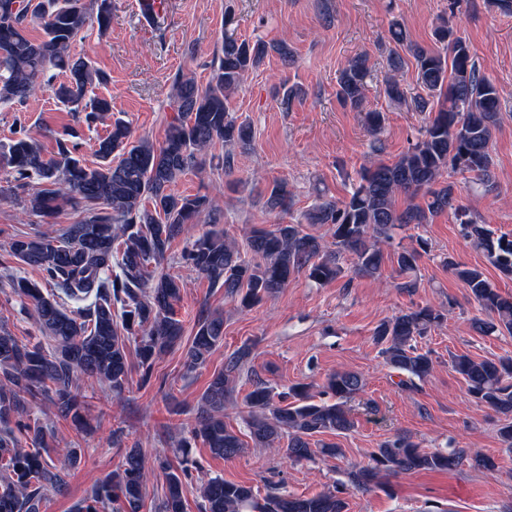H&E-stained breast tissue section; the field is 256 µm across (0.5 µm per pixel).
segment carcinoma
I'll return each mask as SVG.
<instances>
[{
    "mask_svg": "<svg viewBox=\"0 0 512 512\" xmlns=\"http://www.w3.org/2000/svg\"><path fill=\"white\" fill-rule=\"evenodd\" d=\"M112 0H0V106L24 108L29 100L49 90L58 103L90 126L112 111L106 98L87 95L89 87L107 81L106 74L71 46L91 24L100 37L108 33ZM224 20V36L212 59L206 84L192 75H177L171 85L176 115L167 124L165 139L155 145L134 137L128 122L117 119L98 139L97 162L82 158L83 144L71 129L56 139V155H46L41 141L21 126L8 143L0 145V197L21 201L23 213L40 217L57 214L65 205L83 209L84 217L58 235L20 233L8 243V253L19 264L42 274L50 289L24 276L12 275L7 286L34 319L39 335L26 342L0 328V512H42L50 492L61 491L66 474L51 457L55 430L32 416L31 408L50 402L58 418L81 429L86 409L80 399V381L92 378L108 386L115 397L136 369L143 382L151 380L157 359L178 343L183 322L178 318L182 283L169 273H156L171 244L179 238L186 246L178 258L182 267L196 272L224 296L249 309L303 275L315 283L343 277L345 258L353 273L378 279L382 245L393 231L426 223L443 211L453 214L461 238L482 252L505 276H512V236H494L487 224L469 217L457 203L448 174L472 173L493 188L491 146L502 123L500 95L493 80L481 72L468 46L450 20L433 30L437 50L411 41L397 21L391 38L411 55L417 83L423 93L408 97L396 80L385 85L388 99L411 103L417 112H432L417 138L395 161L373 162L361 169L350 195L342 201L320 198L293 224L252 230L247 251L222 230L194 234L193 225L221 224L224 212L207 194H179L174 187L185 175L201 169L209 149L224 145L221 164L229 175L234 148L251 145L252 125L239 119L233 96L249 73L272 53L286 65L295 62L284 41L241 39ZM369 56L349 58L337 78L339 102L364 114L375 135L385 127V113L365 107V85L370 76ZM408 203L401 205L399 197ZM420 197L423 203L414 199ZM292 205L287 183L276 181L268 192L267 207L286 212ZM322 224L332 231V242L304 230ZM425 242L400 246L394 252L401 290L420 288L416 276ZM448 267L486 313L471 321L480 335H512V298L502 295L484 271L448 259ZM443 320L431 305L380 322L373 340L381 346L384 364L411 389L434 370L431 351L418 340ZM136 343L137 363L129 358V342ZM224 342V314L215 309L197 320L196 332L184 350V367L193 371L205 364ZM252 356L242 344L224 358L204 391L196 417L188 426L190 438L180 447L200 440L211 453L231 459L245 444L224 421V404L232 384ZM453 370L466 383L473 400L504 416L499 435L512 446V357L476 360L467 354L451 358ZM364 386L354 371H336L326 379L327 401H315L310 385L296 383L276 393L257 379L246 396L247 428L252 441L280 449L293 463L316 456L337 457L334 443L312 447L313 437L325 432L344 434L355 427L348 402ZM465 450L429 451L407 435L387 440L368 461L347 473L349 486L370 491L383 486L389 475L420 470H452L467 458ZM471 465L492 472L495 462L480 453L469 456ZM154 468L163 472L165 487L160 512H186L183 487L193 480L189 460L178 463L157 457ZM148 482L145 456L129 448L120 468L76 505V512H141ZM202 512H346L345 499L336 493L314 496H260L251 485L211 477L199 487Z\"/></svg>",
    "mask_w": 512,
    "mask_h": 512,
    "instance_id": "1",
    "label": "carcinoma"
}]
</instances>
